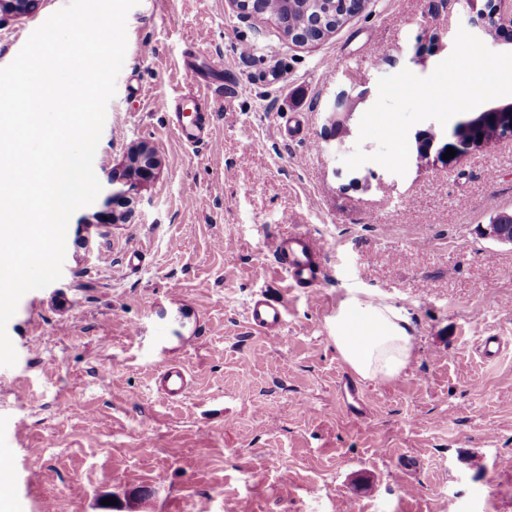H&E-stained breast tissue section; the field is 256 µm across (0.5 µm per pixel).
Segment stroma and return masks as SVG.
I'll return each instance as SVG.
<instances>
[{"instance_id":"1","label":"stroma","mask_w":512,"mask_h":512,"mask_svg":"<svg viewBox=\"0 0 512 512\" xmlns=\"http://www.w3.org/2000/svg\"><path fill=\"white\" fill-rule=\"evenodd\" d=\"M66 2L0 18V67ZM462 27L478 31L465 0H370L299 46L229 0H140L94 160L102 190L69 221L61 279L7 324L8 512H512V247L480 231L512 212V140L444 163L452 130L429 119L408 133L405 175L343 163L377 149L358 134L379 78L430 75ZM198 87L215 119L191 147L156 102ZM138 143L162 165L117 194L112 172ZM306 230L327 271L314 293L270 255ZM261 292L287 306L280 338L249 327ZM352 293L411 319L412 361L393 381L354 376L331 340ZM491 334L507 348L487 361ZM171 364L191 377L176 401L154 388ZM345 378L364 415L342 402Z\"/></svg>"}]
</instances>
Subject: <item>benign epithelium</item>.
Listing matches in <instances>:
<instances>
[{
  "label": "benign epithelium",
  "mask_w": 512,
  "mask_h": 512,
  "mask_svg": "<svg viewBox=\"0 0 512 512\" xmlns=\"http://www.w3.org/2000/svg\"><path fill=\"white\" fill-rule=\"evenodd\" d=\"M38 5V0H0V14L23 16ZM470 12L476 14L481 28L491 33L504 27L512 28V0H467ZM282 36L294 43L306 44L321 41L329 32L317 23L302 29L279 26ZM512 138V102L493 105L457 124L448 146L461 156L480 149L494 141ZM161 161L154 148L139 144L131 148L125 169L133 183L147 181L154 175ZM482 234L503 245L512 246V213L499 212L493 222L483 228Z\"/></svg>",
  "instance_id": "obj_1"
}]
</instances>
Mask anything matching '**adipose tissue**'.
Returning a JSON list of instances; mask_svg holds the SVG:
<instances>
[{
	"mask_svg": "<svg viewBox=\"0 0 512 512\" xmlns=\"http://www.w3.org/2000/svg\"><path fill=\"white\" fill-rule=\"evenodd\" d=\"M332 341L343 361L366 380H395L412 359L413 336L408 315L368 295L351 296L339 303Z\"/></svg>",
	"mask_w": 512,
	"mask_h": 512,
	"instance_id": "obj_1",
	"label": "adipose tissue"
}]
</instances>
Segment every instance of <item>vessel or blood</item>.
I'll use <instances>...</instances> for the list:
<instances>
[{
    "mask_svg": "<svg viewBox=\"0 0 512 512\" xmlns=\"http://www.w3.org/2000/svg\"><path fill=\"white\" fill-rule=\"evenodd\" d=\"M161 110L170 112L178 138L189 146L208 142L213 129L214 115L207 112L200 94L187 92L175 98L160 99ZM274 265L284 272L291 285L315 290L323 277V250L315 236L297 232L277 239L271 247ZM283 301L264 295L252 297L247 308L250 327L265 335L279 337L285 322ZM158 390L168 401L180 398L190 385L188 372L179 366L165 367L158 377Z\"/></svg>",
    "mask_w": 512,
    "mask_h": 512,
    "instance_id": "b4317fda",
    "label": "vessel or blood"
}]
</instances>
